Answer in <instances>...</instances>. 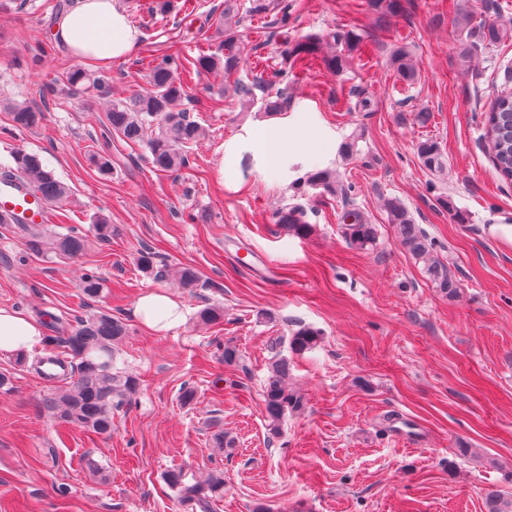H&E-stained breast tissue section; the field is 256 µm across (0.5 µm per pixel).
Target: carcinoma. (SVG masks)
<instances>
[{"label": "carcinoma", "instance_id": "obj_1", "mask_svg": "<svg viewBox=\"0 0 512 512\" xmlns=\"http://www.w3.org/2000/svg\"><path fill=\"white\" fill-rule=\"evenodd\" d=\"M237 0H224V11L217 19L223 34V46L215 52L202 48L198 56L182 62L171 56L152 58L146 63L149 73L148 88L133 91L128 96L112 101L106 112V128L130 144L147 141L152 166L161 172H176L189 165L186 148L205 138V128L190 118L181 108L188 98L190 84L203 71L221 70L225 81L231 84L237 95L241 111L248 112L255 105L268 114H276L288 108V95L282 90L266 93L255 98L254 89H266L296 66H307L313 61L326 69L340 73L347 68L349 56L331 50L323 51L329 40L333 45L342 44L348 51L360 49L363 35L357 27L326 35H310L299 39L285 40L280 68L270 73H257L252 84L239 78V69L245 44L239 32L242 16ZM482 45L494 46L512 39V28L495 24H482L472 32ZM402 81L414 83L415 71L408 52L397 49L391 58ZM66 83L78 89L90 80V74L81 65L70 67L65 73ZM11 122L16 128L30 129L38 126L43 113L27 105H14L10 112ZM484 139L494 167L504 181H512V88L504 86L497 93L484 115ZM417 155L423 165L432 170L442 167L443 159L438 143L432 139L417 145ZM0 181L21 182L28 186L32 196L45 204L46 222L65 224L71 220L64 209L70 188L48 170L40 157L17 149L10 154V161L0 165ZM321 189L331 195H347V191L336 184L335 174L327 169L316 168L309 172L305 186L298 195H305V188ZM388 223L399 235L401 245L413 256L426 262V273L435 287L448 295L456 293V280L448 266L430 256V243L423 229L414 223L407 207L397 198L384 200ZM275 222L282 225L288 234L305 238L313 231L306 208L301 204L281 207L275 213ZM344 236L353 249L364 251L377 244L376 225L370 223L364 213L351 208L342 215ZM31 250L40 253L44 246L67 258H77L86 249V239L79 234L59 235L44 242L39 233L27 225H21ZM91 230L101 240L112 237V224L104 215L92 218ZM137 267L154 279L164 281L169 270L156 264L155 254L149 249L138 253ZM184 288H204L197 270L183 266L175 271ZM81 291L86 298H96L103 291L102 279L86 273L82 277ZM126 334V325L110 313L100 312L77 322L66 336H50L48 342L58 344L67 357L78 360L71 385L47 401V408L56 418L67 425L89 432L106 435L112 432V408L136 393L138 378L129 372L114 370V344ZM318 330L301 326L293 332L289 345L294 353L313 349L320 342ZM263 402L267 427L270 434H279L286 414L302 409L303 397L288 386V361L275 358L268 363V374L264 383ZM167 485L176 490L182 505L201 512H213L214 506L224 497V474H210L203 481L186 482V472L177 468L165 474ZM486 512H512V496L498 491L487 494Z\"/></svg>", "mask_w": 512, "mask_h": 512}]
</instances>
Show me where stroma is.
<instances>
[{
	"instance_id": "1",
	"label": "stroma",
	"mask_w": 512,
	"mask_h": 512,
	"mask_svg": "<svg viewBox=\"0 0 512 512\" xmlns=\"http://www.w3.org/2000/svg\"><path fill=\"white\" fill-rule=\"evenodd\" d=\"M75 0H0V161L23 148L40 156L71 194L69 224H45V237L77 229L87 247L76 260L33 254L19 225L0 224V307L15 308L45 329L67 330L77 317L106 310L127 325L115 346L116 366L135 374L137 392L112 411V432L97 435L58 424L44 406L57 386L36 371L44 343L27 355L0 354V512H187L164 480L184 468L188 480L224 474L215 512H485L487 491L512 495V246L493 238L492 224H512V184L497 174L483 140V117L512 69V41L477 49L462 65L456 21L467 7L473 23L512 22V0H402L384 18L366 0H293L282 20L278 0H241L249 58L275 66L284 36L319 34L351 24L362 29L363 53L333 74L296 67L288 76L290 109L315 104L304 133L313 141L306 163L335 172L349 199H306L313 233L288 235L274 221L293 203V184L251 179L227 193L216 175L226 139L259 109L241 111L224 74L196 77L186 107L207 130L189 150L187 168L156 171L149 151L106 136L111 98L147 88L142 56H197L218 46L224 0H193L192 13H154L155 0H117L139 41L124 60L93 68L105 86L70 91L62 78L73 59L64 46L30 59L50 39ZM404 46L417 70L406 84L390 65ZM372 109L359 111L358 96ZM43 112L39 127L5 135L10 107ZM429 112L426 124L416 112ZM336 142L362 131L351 158L326 157L323 130ZM436 141L442 170H428L419 141ZM105 152L108 173L92 155ZM451 197L468 216L455 223L438 203ZM402 200L428 233L431 253L447 263L456 296L435 288L424 264L400 244L383 201ZM359 207L378 228V245L350 248L339 215ZM104 214L112 239L90 234ZM151 248L159 260L196 268L197 290L157 283L136 266ZM104 280L99 298L80 292L83 273ZM169 290L187 310L168 334L133 317L143 293ZM224 308L207 326L204 307ZM318 329L320 343L296 354L288 339L298 326ZM242 367L224 364L225 343ZM288 359V384L305 405L287 414L279 435L266 427L262 387L274 356ZM193 402L180 399L184 388ZM228 440L212 441L214 427Z\"/></svg>"
}]
</instances>
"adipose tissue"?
I'll list each match as a JSON object with an SVG mask.
<instances>
[{"label": "adipose tissue", "mask_w": 512, "mask_h": 512, "mask_svg": "<svg viewBox=\"0 0 512 512\" xmlns=\"http://www.w3.org/2000/svg\"><path fill=\"white\" fill-rule=\"evenodd\" d=\"M54 36L77 60L103 65L125 58L139 38L115 0H77L59 16ZM301 118L297 112L285 120L251 122L225 140L218 162L225 191L240 192L248 182L246 172L250 169L284 183L293 178L292 167L301 163L307 149V142L299 133ZM133 315L158 334L169 333L186 320L181 302L159 291L139 296ZM43 334L40 324L0 307V354L31 350Z\"/></svg>", "instance_id": "ef3b65f1"}]
</instances>
